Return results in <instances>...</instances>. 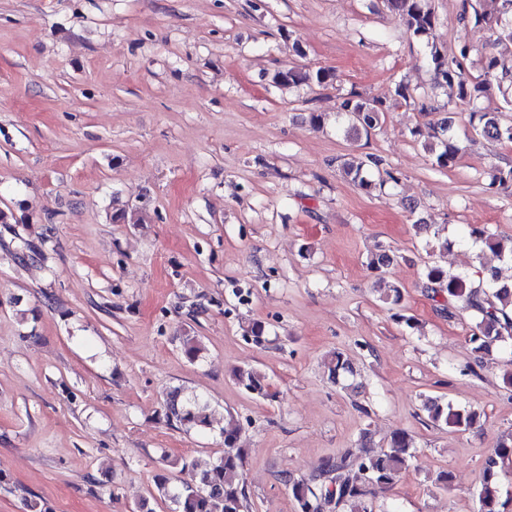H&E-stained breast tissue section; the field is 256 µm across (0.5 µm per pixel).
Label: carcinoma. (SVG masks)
Segmentation results:
<instances>
[{"label":"carcinoma","instance_id":"obj_1","mask_svg":"<svg viewBox=\"0 0 512 512\" xmlns=\"http://www.w3.org/2000/svg\"><path fill=\"white\" fill-rule=\"evenodd\" d=\"M387 8L402 17L408 29L425 41L427 61L439 84L456 89L458 104L471 108L469 123L475 133L496 141L512 142V122L503 115L512 112V75L498 72V58L493 55L480 57L476 73L465 67L471 48L462 44L458 54L450 56L435 40L437 18L426 7L425 0H387ZM459 20L487 26L496 34V42L512 45V0H473L463 3ZM335 75L326 69L315 71L293 67L275 75L281 86L316 82L328 84ZM498 90L504 105L491 111H482L479 101ZM382 105L357 93L345 98L341 104V119L347 122V132L368 135L381 121ZM432 164L439 169L453 167L463 151L462 141L448 119L440 124V136L435 144L425 145ZM381 159L368 155L359 161H345V175L360 189L370 193L385 184L375 181L369 171L379 168ZM485 246L498 254L512 257V239L505 242L492 234L484 237ZM422 287L433 292L442 289L448 299L463 298L475 312L471 326L470 342L478 357L492 355L507 340H512V284H502L483 273L478 286L467 278L451 274L442 265L433 262L425 267ZM184 355L191 361L202 357L204 346L196 336L181 338ZM237 382L249 393L258 397L269 396L266 378L251 369L236 372ZM428 417L435 423H444L459 430L474 425L479 414L474 410L456 409L448 403L432 400L425 405ZM165 417L168 424L188 425L201 429L211 428L209 403L193 394L176 388L167 394ZM224 452L213 463L205 466L195 461L182 460V467L196 471L193 484L173 485L167 477L156 479L159 496L171 504V512H247L249 495L244 479L245 450L239 446L240 430L226 427ZM413 457L412 439L404 432H397L391 439L389 450L367 453L353 459L340 457L328 460L319 475L310 481L288 479V488L297 502L299 512L318 510L328 502L343 512H371L367 497L376 490L394 486L409 469ZM512 464V439L500 441L488 454L480 472L476 497L477 512H502L499 496V473Z\"/></svg>","mask_w":512,"mask_h":512}]
</instances>
